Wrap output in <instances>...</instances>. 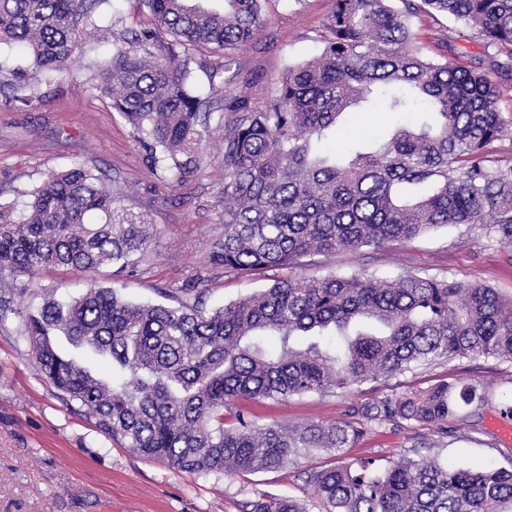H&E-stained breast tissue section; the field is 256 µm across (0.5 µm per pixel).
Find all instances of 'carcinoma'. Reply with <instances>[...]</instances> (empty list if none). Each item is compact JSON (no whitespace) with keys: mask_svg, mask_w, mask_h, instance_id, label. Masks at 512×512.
Here are the masks:
<instances>
[{"mask_svg":"<svg viewBox=\"0 0 512 512\" xmlns=\"http://www.w3.org/2000/svg\"><path fill=\"white\" fill-rule=\"evenodd\" d=\"M106 2L0 0V42L28 48L45 81H56L81 22ZM134 2L151 27L112 55L97 89L151 166L179 172L201 146V116H210L187 84L191 51L215 45L230 58L262 28L263 0H224L221 10ZM393 2L334 0L317 58L288 66L257 102L242 88L225 90L224 227L204 264L227 277L288 272L270 287L210 308L207 288L161 289L162 301L134 303L102 286L104 267L134 272L153 234L82 164L44 173L23 220L0 225V323L17 277L49 266L85 277L66 302L43 295L21 340L109 439L189 474L277 471L303 449L352 446L371 422L441 425L472 403L473 390L456 395L441 382L381 400L361 421L296 426L264 422L241 403L351 392L437 359L512 361V297L486 284L412 271L303 274L316 255L384 250L448 226L478 225L512 245V165L488 151L506 132L501 89L448 60L449 36L430 50L412 30L422 12L464 18L506 53L493 65L512 70V0ZM160 31L176 43L160 42ZM377 112L412 117L359 130ZM60 336L74 353L60 350ZM83 351L111 374L84 365ZM303 474L325 512H512V470L503 468L451 469L403 454L381 472L364 458ZM240 512L307 510L264 493Z\"/></svg>","mask_w":512,"mask_h":512,"instance_id":"carcinoma-1","label":"carcinoma"}]
</instances>
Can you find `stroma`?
Segmentation results:
<instances>
[{
  "label": "stroma",
  "instance_id": "stroma-1",
  "mask_svg": "<svg viewBox=\"0 0 512 512\" xmlns=\"http://www.w3.org/2000/svg\"><path fill=\"white\" fill-rule=\"evenodd\" d=\"M334 0H264L265 24L259 35L233 55L229 71L212 72L221 50L194 52L189 84L224 109L226 81L248 85L260 97L291 64L318 57L323 22ZM96 29L82 32L67 64V75L48 84L29 54L0 43V218L19 222L29 191L43 173L85 163L94 174L121 189V203L155 225L157 239L149 260L129 276L111 269L101 285L119 289L133 301L156 300L157 289L184 288L204 277L208 306L218 307L267 287L263 278L227 277L205 267L211 238L224 223L222 167L224 130L210 125L195 161L179 177L152 170L130 125L95 88L99 72L123 47L130 30L148 27L147 15L132 0H106ZM420 42L432 45L443 32L452 37L448 57L467 67L488 69L496 48L486 46L461 20L413 19ZM37 96L32 106L17 99L19 84ZM406 271L455 281H481L503 297L512 296V245L479 227L434 230L392 249L317 255L309 276L360 272L394 277ZM31 295L15 297L12 315L0 324V512H239L242 502L261 493L289 496L308 512H322L302 471L360 458L378 467L406 451L451 467L512 469V439L496 419L512 413V362L493 356L441 360L389 380L362 385L352 393L294 396L253 405L266 421H352L355 411L386 396L427 389L448 381L475 387L480 399L461 406L445 428L403 422L377 425L353 447L336 453H302L289 468L267 473L188 474L145 459L113 442L64 400L41 375L29 347L20 339V313L36 305Z\"/></svg>",
  "mask_w": 512,
  "mask_h": 512
}]
</instances>
